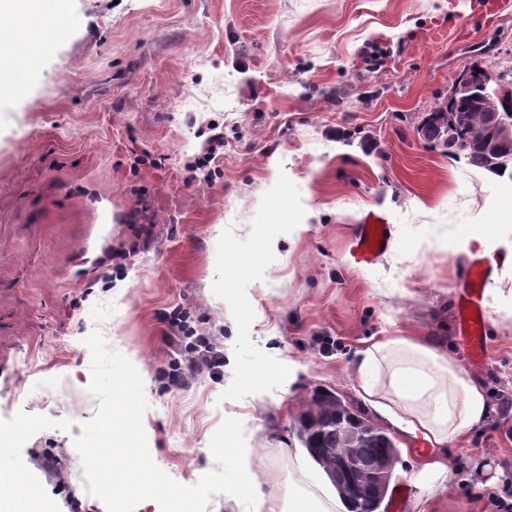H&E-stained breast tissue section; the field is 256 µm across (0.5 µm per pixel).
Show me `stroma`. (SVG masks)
I'll return each mask as SVG.
<instances>
[{
  "instance_id": "1",
  "label": "stroma",
  "mask_w": 512,
  "mask_h": 512,
  "mask_svg": "<svg viewBox=\"0 0 512 512\" xmlns=\"http://www.w3.org/2000/svg\"><path fill=\"white\" fill-rule=\"evenodd\" d=\"M480 4L71 0L75 27L0 99V471L54 512L67 495L106 512L74 446L99 406L96 329L142 364L151 458L183 485L217 469L228 417L288 485L314 390L365 412L363 341L411 336L465 363L462 245L477 224L512 242V183L416 130L462 71L512 75V13ZM372 212L389 241L358 264ZM484 324L490 417L449 443L440 487L412 482L423 454L395 438L379 512H490L512 485V318L489 307ZM202 336L222 376L175 385L177 351Z\"/></svg>"
}]
</instances>
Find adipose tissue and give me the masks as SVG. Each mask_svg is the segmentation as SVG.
Listing matches in <instances>:
<instances>
[{
	"label": "adipose tissue",
	"instance_id": "1",
	"mask_svg": "<svg viewBox=\"0 0 512 512\" xmlns=\"http://www.w3.org/2000/svg\"><path fill=\"white\" fill-rule=\"evenodd\" d=\"M69 0H56L52 16L43 0H0V96L11 93L17 55L39 64L47 49L70 29ZM363 402L400 434L432 447L412 476L415 484L436 486L448 465L440 448L482 426L492 407L482 383L448 352L403 336L365 343L352 368ZM241 469L234 489L251 502L253 512H348L337 496H327L322 478L303 457L294 468L299 481L291 489L269 486L248 448L233 451ZM0 512H49L37 486L15 473L0 472Z\"/></svg>",
	"mask_w": 512,
	"mask_h": 512
}]
</instances>
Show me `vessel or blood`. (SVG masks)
Returning a JSON list of instances; mask_svg holds the SVG:
<instances>
[{"mask_svg":"<svg viewBox=\"0 0 512 512\" xmlns=\"http://www.w3.org/2000/svg\"><path fill=\"white\" fill-rule=\"evenodd\" d=\"M357 238V253L360 260H370L385 248L387 227L375 220L359 225ZM488 275L487 268L483 266H469L463 276V292L458 301L460 337L465 343L471 358L479 361L485 359L487 352L483 330L481 288Z\"/></svg>","mask_w":512,"mask_h":512,"instance_id":"1","label":"vessel or blood"}]
</instances>
